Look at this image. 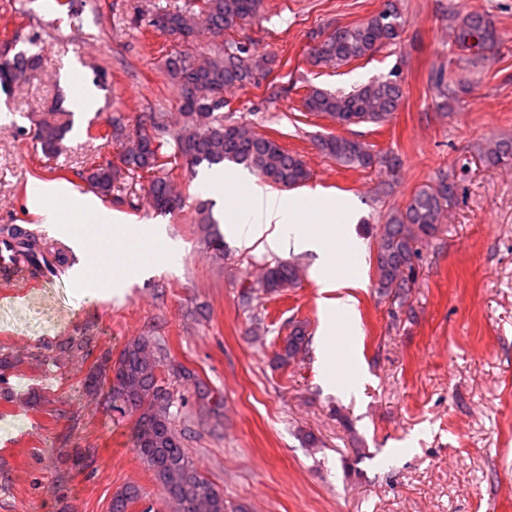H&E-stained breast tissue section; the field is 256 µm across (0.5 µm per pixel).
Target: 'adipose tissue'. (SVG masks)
Masks as SVG:
<instances>
[{
    "mask_svg": "<svg viewBox=\"0 0 512 512\" xmlns=\"http://www.w3.org/2000/svg\"><path fill=\"white\" fill-rule=\"evenodd\" d=\"M244 190L249 202L238 209L233 218V230L240 245L247 248L256 245L277 253H314L322 290L339 291V298L329 302L336 317L325 325L322 341L323 355H330L335 336H357L361 333L358 320L352 317L356 303L352 291L359 288V280L335 277L337 251L328 247L321 234L305 228L299 218L301 204L294 197L273 194L268 192L266 186L254 181L245 183ZM28 205L42 217L44 223H93L111 233L109 256L123 269L122 274L111 282L118 294L126 285V274H142L150 266L149 256L142 247L144 237H151L154 244L163 248L169 245L161 229L122 223L119 214L100 208L92 197L74 194L67 187L54 182L38 183L29 197Z\"/></svg>",
    "mask_w": 512,
    "mask_h": 512,
    "instance_id": "obj_1",
    "label": "adipose tissue"
}]
</instances>
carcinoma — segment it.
Masks as SVG:
<instances>
[{"mask_svg": "<svg viewBox=\"0 0 512 512\" xmlns=\"http://www.w3.org/2000/svg\"><path fill=\"white\" fill-rule=\"evenodd\" d=\"M262 9L263 0H203L201 25L212 36L221 37L225 30L259 15ZM148 23L170 36L194 32V23L180 10L162 7ZM402 33L397 0H388L379 14L355 25L338 27L315 42L309 48V59L315 66L339 68L397 43ZM456 40L463 49L477 46L492 52L502 35L488 14L470 11L460 21ZM38 64V56L24 53L1 58L0 87H11L25 80ZM166 70L180 90L181 111L188 118L186 125L174 131L162 112L142 116L134 137L125 143L121 166L106 161L78 173L91 190L108 197L121 173L138 178L146 176L151 205L158 211L169 212L181 205V199L163 172L179 166L182 160L191 165L205 162L210 167L226 162L242 165L282 188H296L310 179V171L299 155L283 148L270 135L256 132L250 124L226 120L220 114L229 106L224 91L259 86L257 67L249 48L230 43L209 56L172 55L166 60ZM431 79L444 107L465 90V81L447 77L442 68ZM403 97L402 86L393 76L359 85L347 93L313 86L303 98V107L340 126L382 125L393 118ZM67 132L64 126H43L38 133L43 153L54 154ZM318 145L326 156L346 168L378 166L394 173L401 165L398 156L374 153L356 139L329 134L320 138ZM480 157L489 167L511 164L512 138L487 140ZM454 199V183L448 181V174L440 173L432 184L417 190L405 208L391 212L386 222L378 226L374 286L381 296L401 307L407 303L418 278L417 244L436 236L444 212ZM198 224L215 254H224V235L219 222L203 205L198 208ZM11 235L20 239L38 269L52 273L64 262L60 255L50 257V252L38 241L23 237L21 229H11ZM298 279L299 269L295 264L277 261L265 265L258 284L270 294H279L295 287ZM239 299L240 305L251 311L254 328H264L265 315L253 311L252 287L244 288ZM309 343L305 324L289 322L288 336L275 353L274 365L291 364L307 350ZM89 344V337L75 336L66 344L65 355L87 357ZM157 350L159 347L150 339L138 336L128 341L117 357H112L110 351L104 353L90 368L84 380L85 389L104 394L113 410L136 415V453L153 473L175 512H228L224 492L190 461L183 433L176 425L185 398L174 394L170 384L158 376L161 359ZM140 498L139 488L127 485L112 496L110 512H127Z\"/></svg>", "mask_w": 512, "mask_h": 512, "instance_id": "1", "label": "carcinoma"}]
</instances>
